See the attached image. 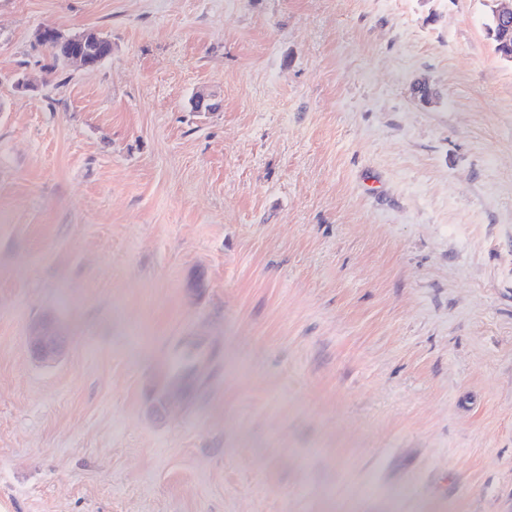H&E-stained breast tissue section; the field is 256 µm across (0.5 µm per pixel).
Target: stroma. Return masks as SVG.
I'll return each mask as SVG.
<instances>
[{
	"instance_id": "35a3bbf8",
	"label": "stroma",
	"mask_w": 512,
	"mask_h": 512,
	"mask_svg": "<svg viewBox=\"0 0 512 512\" xmlns=\"http://www.w3.org/2000/svg\"><path fill=\"white\" fill-rule=\"evenodd\" d=\"M491 4L0 0V512H512ZM51 36L55 37L60 43L55 39L42 42ZM84 37V32L71 36H64L55 28H49L47 26L41 27L37 33L38 41L41 42L42 46H44V48L50 53L55 62L63 63V57L69 51L68 48L62 45L64 44L71 47L70 53L65 56L67 64H78L83 68L90 69L96 66V63L89 59L95 60L104 57L110 49L111 42L94 30H87L86 41L81 45ZM79 45H81L79 51L84 53L89 59L78 50L73 49V47ZM63 336L47 325H41L34 329L32 336H29L31 350L42 358L54 356L63 346Z\"/></svg>"
}]
</instances>
